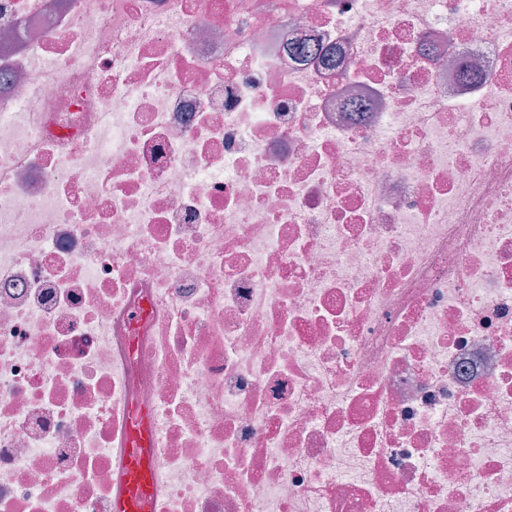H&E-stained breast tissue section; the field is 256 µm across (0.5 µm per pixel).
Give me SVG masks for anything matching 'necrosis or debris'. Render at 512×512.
<instances>
[{"label":"necrosis or debris","instance_id":"1","mask_svg":"<svg viewBox=\"0 0 512 512\" xmlns=\"http://www.w3.org/2000/svg\"><path fill=\"white\" fill-rule=\"evenodd\" d=\"M140 430L152 512H512V0H0V512Z\"/></svg>","mask_w":512,"mask_h":512}]
</instances>
